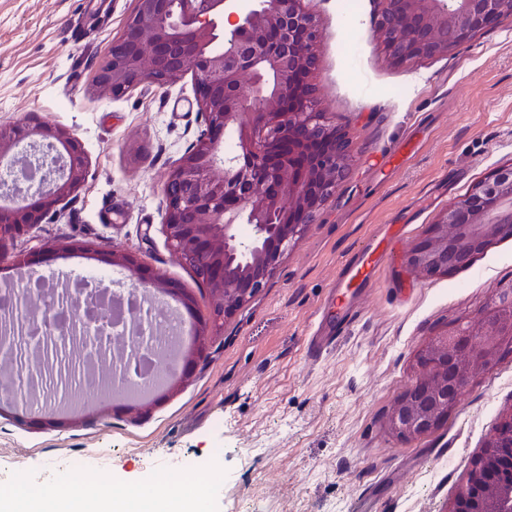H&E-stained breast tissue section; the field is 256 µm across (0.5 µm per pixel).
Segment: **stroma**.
I'll return each instance as SVG.
<instances>
[{"instance_id":"1","label":"stroma","mask_w":512,"mask_h":512,"mask_svg":"<svg viewBox=\"0 0 512 512\" xmlns=\"http://www.w3.org/2000/svg\"><path fill=\"white\" fill-rule=\"evenodd\" d=\"M304 0L323 32L314 99L358 140L335 196L273 277L206 340L207 357L142 412L87 391L82 419L40 429L0 408V482L49 498L69 464L115 493L204 475L209 512H446L500 418L512 411V352L473 378L438 427L406 438L388 414L429 340L512 282V238L465 269L426 276L404 259L455 198L512 166V19L448 54L398 65L376 32V0ZM133 0H0V128L36 112L74 133L85 179L20 248L29 274L77 287L112 251L144 256L206 311L210 295L162 225L169 172L204 128L194 80L120 97L93 80ZM78 242L62 253L63 241ZM379 264L348 328L320 360L306 348L341 269ZM223 449L212 458V449Z\"/></svg>"}]
</instances>
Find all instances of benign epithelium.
<instances>
[{"instance_id": "7a95c632", "label": "benign epithelium", "mask_w": 512, "mask_h": 512, "mask_svg": "<svg viewBox=\"0 0 512 512\" xmlns=\"http://www.w3.org/2000/svg\"><path fill=\"white\" fill-rule=\"evenodd\" d=\"M378 36L387 55L431 57L453 49L450 36L471 37L491 21L512 17V0H379ZM224 38L216 45V19ZM322 32L303 0H134L119 39L112 42L97 84L119 97L144 84L159 88L185 74L206 130L171 170L164 185L167 241L208 288L207 313L172 282L156 276L132 252L110 264L128 272L132 290L173 298L181 323L190 319L198 336L235 315L266 286L278 262L299 241L349 171L356 141L321 120L319 113L287 110L289 98H313L317 46ZM0 136V167L15 165L22 148L48 147L61 166L35 191L0 186V262L15 266L29 234L84 181L86 154L68 130L31 113ZM234 144L224 145V135ZM512 237V167L493 172L468 194L448 204L429 235L405 257L408 267L429 276L469 263L492 237ZM28 311L29 325L66 347L77 343L89 358L129 341L148 353L154 330L133 318L131 336H114L112 289L75 288L65 294L71 325L52 322L54 295L34 299L12 289ZM92 318L84 320L81 314ZM512 344V282L476 316L440 332L421 351L419 374L394 404L390 429L414 438L435 429L476 374ZM204 347L179 343L160 368L164 390L174 389L203 357ZM112 402L131 403L129 393L154 389L135 354L113 358ZM45 427L76 423L66 417H26ZM451 512H512V412L503 415L474 459Z\"/></svg>"}]
</instances>
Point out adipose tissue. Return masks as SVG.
<instances>
[{
	"mask_svg": "<svg viewBox=\"0 0 512 512\" xmlns=\"http://www.w3.org/2000/svg\"><path fill=\"white\" fill-rule=\"evenodd\" d=\"M138 506L148 512H205L206 499L203 492L162 483L136 486L124 496L111 494L100 483H76L49 501L23 491L0 498V512H134Z\"/></svg>",
	"mask_w": 512,
	"mask_h": 512,
	"instance_id": "adipose-tissue-1",
	"label": "adipose tissue"
}]
</instances>
